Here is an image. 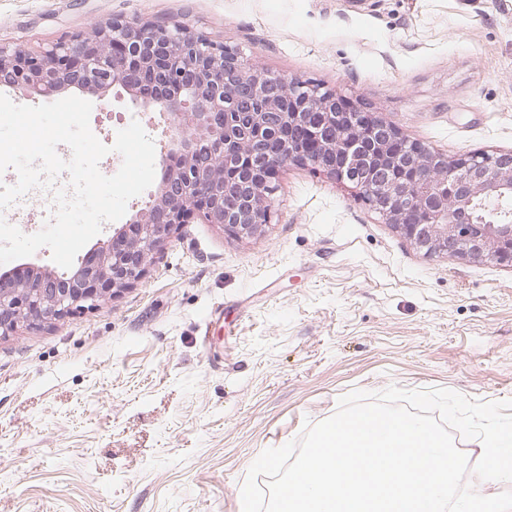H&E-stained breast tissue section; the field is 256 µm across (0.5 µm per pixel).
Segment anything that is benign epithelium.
I'll list each match as a JSON object with an SVG mask.
<instances>
[{"instance_id": "benign-epithelium-1", "label": "benign epithelium", "mask_w": 512, "mask_h": 512, "mask_svg": "<svg viewBox=\"0 0 512 512\" xmlns=\"http://www.w3.org/2000/svg\"><path fill=\"white\" fill-rule=\"evenodd\" d=\"M0 84L27 95L77 89L153 110L175 131L148 201L70 272L0 275V337L51 324L140 281L199 211L239 238L263 232L278 171L312 165L353 184L426 255L512 265V224H477L473 204L512 203V150L449 157L345 99L271 76L179 25L111 20L39 56L0 46Z\"/></svg>"}]
</instances>
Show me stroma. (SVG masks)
<instances>
[{
    "mask_svg": "<svg viewBox=\"0 0 512 512\" xmlns=\"http://www.w3.org/2000/svg\"><path fill=\"white\" fill-rule=\"evenodd\" d=\"M114 18L182 24L451 157L512 150V0H0V45ZM134 121L163 152L155 112L90 128L112 147ZM52 216L42 187L0 212ZM391 385L512 399V267L423 255L291 164L261 235L196 217L132 288L0 339V512H240L265 449Z\"/></svg>",
    "mask_w": 512,
    "mask_h": 512,
    "instance_id": "obj_1",
    "label": "stroma"
}]
</instances>
